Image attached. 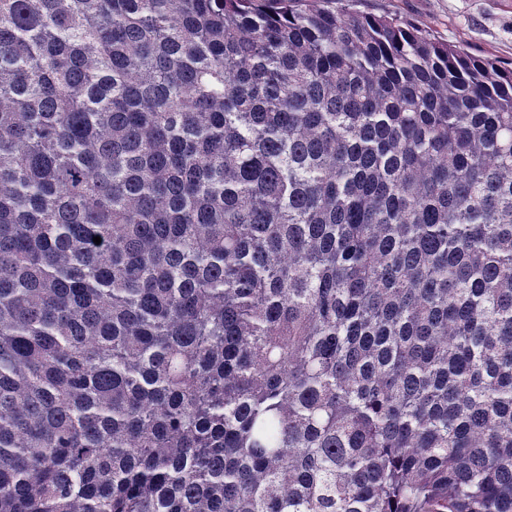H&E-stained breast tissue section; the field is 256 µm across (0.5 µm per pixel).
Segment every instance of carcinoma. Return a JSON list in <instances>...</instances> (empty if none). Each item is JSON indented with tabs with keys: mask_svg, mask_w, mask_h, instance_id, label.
<instances>
[{
	"mask_svg": "<svg viewBox=\"0 0 512 512\" xmlns=\"http://www.w3.org/2000/svg\"><path fill=\"white\" fill-rule=\"evenodd\" d=\"M354 6L0 0V512H512V68Z\"/></svg>",
	"mask_w": 512,
	"mask_h": 512,
	"instance_id": "obj_1",
	"label": "carcinoma"
}]
</instances>
